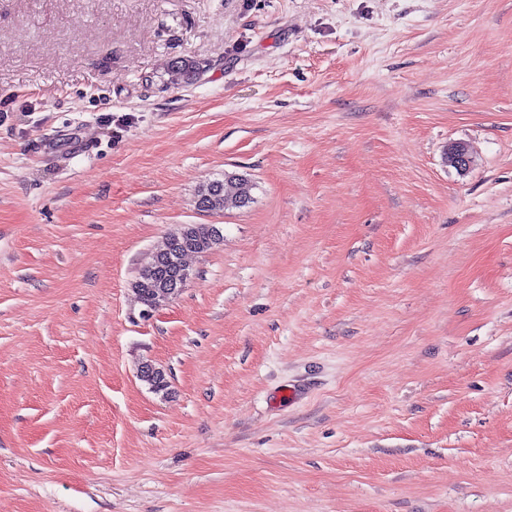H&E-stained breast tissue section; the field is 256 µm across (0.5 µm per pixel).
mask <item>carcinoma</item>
<instances>
[{
  "instance_id": "carcinoma-1",
  "label": "carcinoma",
  "mask_w": 512,
  "mask_h": 512,
  "mask_svg": "<svg viewBox=\"0 0 512 512\" xmlns=\"http://www.w3.org/2000/svg\"><path fill=\"white\" fill-rule=\"evenodd\" d=\"M168 74L174 81L187 83L197 74L196 64L186 58L171 63ZM252 184L242 176H227L209 181L198 189L207 212L237 209L251 202ZM221 233L213 224H189L169 234L156 255L138 271L134 289L146 305L157 303L160 293L169 288L165 259H182L190 254H203L220 242Z\"/></svg>"
}]
</instances>
